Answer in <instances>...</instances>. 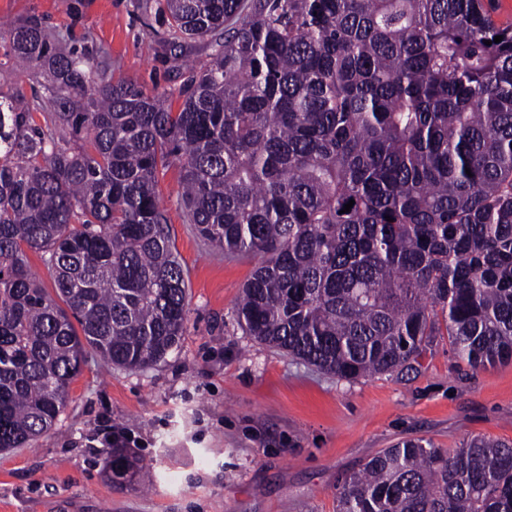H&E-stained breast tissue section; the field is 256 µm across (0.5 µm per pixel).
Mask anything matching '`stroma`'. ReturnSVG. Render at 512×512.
<instances>
[{"label": "stroma", "instance_id": "stroma-1", "mask_svg": "<svg viewBox=\"0 0 512 512\" xmlns=\"http://www.w3.org/2000/svg\"><path fill=\"white\" fill-rule=\"evenodd\" d=\"M35 17L145 91L175 84L163 27L134 0H0V35ZM179 167L157 191L188 274L189 313L164 362L127 370L87 351L64 411L32 446L0 451V512H336L341 479L405 439L512 442V362L456 364L431 337L412 367L348 381L255 342L234 308L255 265L186 224ZM123 429L152 481H113L102 440Z\"/></svg>", "mask_w": 512, "mask_h": 512}]
</instances>
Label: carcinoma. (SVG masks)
<instances>
[{
  "mask_svg": "<svg viewBox=\"0 0 512 512\" xmlns=\"http://www.w3.org/2000/svg\"><path fill=\"white\" fill-rule=\"evenodd\" d=\"M155 5L162 57L205 51L175 92L114 79L34 17L0 41L42 78L0 83V451L51 429L85 347L138 369L178 346L188 281L156 191L172 165L186 223L256 259L235 306L256 341L346 380L444 334L458 364L511 362L512 27L483 0ZM106 454L115 482L149 473ZM338 504L512 512V443L403 440Z\"/></svg>",
  "mask_w": 512,
  "mask_h": 512,
  "instance_id": "obj_1",
  "label": "carcinoma"
}]
</instances>
